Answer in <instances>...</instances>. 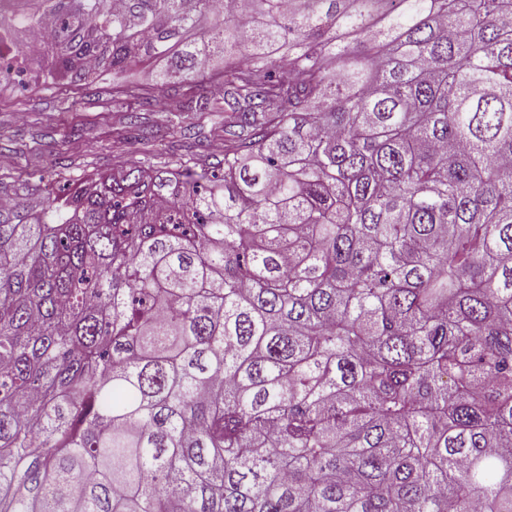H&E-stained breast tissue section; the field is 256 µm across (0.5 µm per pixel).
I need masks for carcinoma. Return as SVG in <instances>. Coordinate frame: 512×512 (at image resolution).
Segmentation results:
<instances>
[{
	"label": "carcinoma",
	"instance_id": "1",
	"mask_svg": "<svg viewBox=\"0 0 512 512\" xmlns=\"http://www.w3.org/2000/svg\"><path fill=\"white\" fill-rule=\"evenodd\" d=\"M106 75L224 159L0 194V512H512V0H0Z\"/></svg>",
	"mask_w": 512,
	"mask_h": 512
}]
</instances>
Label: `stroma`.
Listing matches in <instances>:
<instances>
[{
    "label": "stroma",
    "instance_id": "1",
    "mask_svg": "<svg viewBox=\"0 0 512 512\" xmlns=\"http://www.w3.org/2000/svg\"><path fill=\"white\" fill-rule=\"evenodd\" d=\"M139 112L137 104L117 108L112 79L61 94L20 83L0 91V181L19 201L38 205L36 182L60 188L94 172H116L150 157L169 167L185 153L183 131L196 127L206 137L210 153L224 139L219 114L197 112H139L144 131L153 133L149 146L129 136H117L125 112Z\"/></svg>",
    "mask_w": 512,
    "mask_h": 512
}]
</instances>
